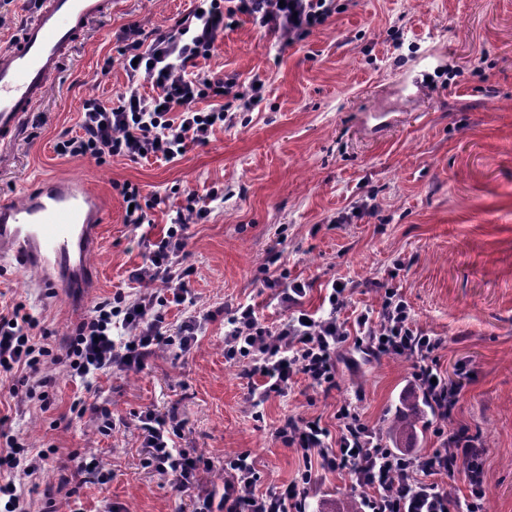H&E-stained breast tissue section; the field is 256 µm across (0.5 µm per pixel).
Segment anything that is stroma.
Wrapping results in <instances>:
<instances>
[{"mask_svg":"<svg viewBox=\"0 0 512 512\" xmlns=\"http://www.w3.org/2000/svg\"><path fill=\"white\" fill-rule=\"evenodd\" d=\"M196 0H112L80 36L52 77L21 137L0 167V200L40 178L83 179L110 206L103 244L91 256L93 288L80 296L36 284L0 260V301H23L58 344L76 309L116 292L157 291L130 281L145 264V240L165 233L188 193L208 216L191 225L177 261L192 268L189 288L200 322L189 352L157 351L142 370H113L96 382L98 403L116 421L102 435L92 417L70 411L81 390L63 366L48 409L16 413L0 386V416L31 452L50 450L41 481L64 484L41 512H193V496L147 468L135 416H175L177 444L209 458L202 487L224 489L231 457L255 458L264 492L295 479L302 458L276 435L286 419H320L336 430V409L355 407L376 432L417 400L415 358L340 353L336 387L324 394L297 378L288 393L253 401L244 366L224 359L225 312L242 303L277 324L287 311L265 277L308 282L309 312L325 309L333 282L351 285L348 308L378 310L384 287L399 289L414 320L440 339L432 358L459 400L447 418L423 415L427 430L399 445L429 455L437 429L478 436L486 512H512V0H339L338 9L302 41L270 35L251 18L225 30L198 72L258 81L262 99L206 144H188L172 162L113 159L97 166L59 155L86 99L116 103L127 84L123 29L173 27ZM130 182L158 196L151 221L125 222L117 187ZM96 456L112 472L106 486L81 469ZM369 488L346 472L320 475L306 512H343Z\"/></svg>","mask_w":512,"mask_h":512,"instance_id":"obj_1","label":"stroma"}]
</instances>
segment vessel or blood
<instances>
[{
  "label": "vessel or blood",
  "instance_id": "1",
  "mask_svg": "<svg viewBox=\"0 0 512 512\" xmlns=\"http://www.w3.org/2000/svg\"><path fill=\"white\" fill-rule=\"evenodd\" d=\"M108 8V0H39L11 48L0 52L1 147L20 135L49 78ZM108 217L104 199L84 182L41 179L20 200L0 202V257H13L38 282L70 292L91 287L97 273L88 255Z\"/></svg>",
  "mask_w": 512,
  "mask_h": 512
}]
</instances>
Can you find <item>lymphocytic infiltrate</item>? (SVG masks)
I'll list each match as a JSON object with an SVG mask.
<instances>
[{"label":"lymphocytic infiltrate","instance_id":"f902f5d3","mask_svg":"<svg viewBox=\"0 0 512 512\" xmlns=\"http://www.w3.org/2000/svg\"><path fill=\"white\" fill-rule=\"evenodd\" d=\"M335 0H210L202 11L183 18L172 29L143 36L136 28L125 29L121 54L127 63L128 82L117 106L97 99L83 104L80 132L60 142L61 154L87 157L106 165L113 158L131 160L153 157L171 162L181 157L188 143H207L215 126L229 117L227 96H235L243 109L261 97L259 86L238 91L234 77L214 79L196 73L198 59L208 57L224 29L246 15L261 25L287 32L300 40L335 13ZM151 93H143V86ZM217 98L219 107L198 108V101ZM205 209L187 204L177 213L166 233L149 243L146 266L132 272V280L152 277L161 280L163 293H123L93 302L88 313L64 337L51 345V332L24 302L0 309V378L11 381L9 393L18 403L38 400L49 405L56 383L51 368L64 365L70 377L90 383L112 368L140 369L162 347L178 346L189 351L195 341V321L187 319L178 335H168L165 308L175 304L187 309L196 305L186 279L191 268L174 263L186 246L190 222L205 219ZM279 287V296L290 314L276 326L264 324L249 305L227 311L224 334L227 361H249L248 376L264 380L261 397L283 393L295 376H304L309 386L325 392L336 386L338 352L355 344L373 355L414 357L419 364L414 374L418 388L452 408L458 391L430 364L440 341L414 324L411 307L389 288L378 313L361 312L355 317L357 336H350L339 314L346 305L344 290H332L329 309L321 315L302 310L308 283L292 281ZM138 428L146 456L144 461L167 478L177 491H196L194 512H305V501L320 473L347 472L352 482L369 487L364 512H482L484 448L478 438L450 436L445 449L421 456L388 448L382 437L350 405L336 411L337 432L311 421L287 420L276 433L288 447L300 453L303 467L291 482L259 493L260 479L250 453L236 455L224 465L221 496L198 493L199 471L211 461L189 456L176 446L181 426L174 419L151 411L138 413ZM0 418V496H7L4 512H31L32 502L18 491L16 477L37 480L41 457L28 455L16 435L6 431ZM459 474L468 484L467 499L453 497L440 489L436 477Z\"/></svg>","mask_w":512,"mask_h":512}]
</instances>
